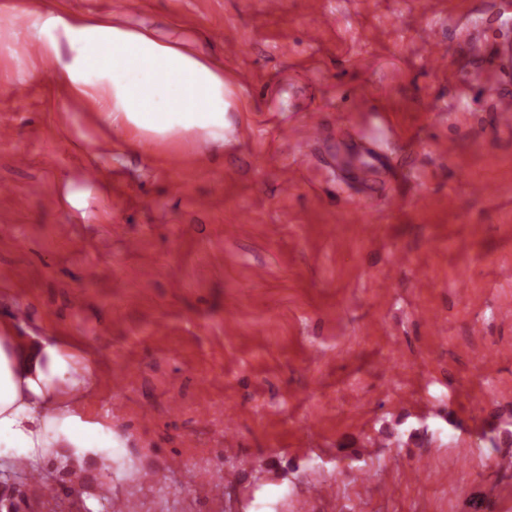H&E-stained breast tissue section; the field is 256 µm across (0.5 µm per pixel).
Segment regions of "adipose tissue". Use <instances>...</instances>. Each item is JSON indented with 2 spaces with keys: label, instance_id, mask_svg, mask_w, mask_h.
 <instances>
[{
  "label": "adipose tissue",
  "instance_id": "obj_1",
  "mask_svg": "<svg viewBox=\"0 0 512 512\" xmlns=\"http://www.w3.org/2000/svg\"><path fill=\"white\" fill-rule=\"evenodd\" d=\"M50 24L61 32L41 42L52 82L87 101L98 126L122 135L130 149L185 137L223 143L233 105L223 62L182 37L104 15H58ZM63 40L74 49L65 60ZM97 370L96 357L75 342L22 333L14 319L1 318L0 455L111 463L109 416L84 403Z\"/></svg>",
  "mask_w": 512,
  "mask_h": 512
}]
</instances>
